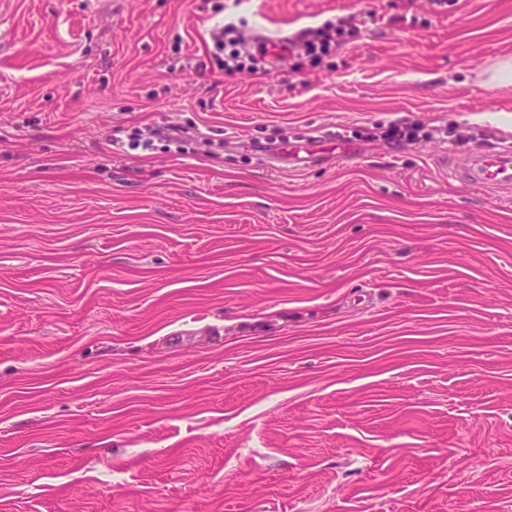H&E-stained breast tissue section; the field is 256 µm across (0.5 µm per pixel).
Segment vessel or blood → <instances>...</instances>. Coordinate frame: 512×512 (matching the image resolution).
Masks as SVG:
<instances>
[{
  "instance_id": "b4317fda",
  "label": "vessel or blood",
  "mask_w": 512,
  "mask_h": 512,
  "mask_svg": "<svg viewBox=\"0 0 512 512\" xmlns=\"http://www.w3.org/2000/svg\"><path fill=\"white\" fill-rule=\"evenodd\" d=\"M444 165L452 178L463 180L469 186L485 191L512 190L511 148L480 149L461 163L448 155Z\"/></svg>"
}]
</instances>
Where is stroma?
Masks as SVG:
<instances>
[{
    "label": "stroma",
    "instance_id": "obj_1",
    "mask_svg": "<svg viewBox=\"0 0 512 512\" xmlns=\"http://www.w3.org/2000/svg\"><path fill=\"white\" fill-rule=\"evenodd\" d=\"M507 61L512 0H0V512H512V197L442 165ZM355 16L348 15L336 21V25L327 24L323 27H307L302 29L295 37L285 38L280 44H272V48L285 51L288 58H292L293 70L304 69L318 65L322 58L328 55L332 48L340 46L347 37L358 32L355 25ZM377 133L369 132L364 139L379 138L391 145L393 148H399L406 142H414L419 140V132L421 128L415 124L409 123H393L387 127L375 128Z\"/></svg>",
    "mask_w": 512,
    "mask_h": 512
}]
</instances>
